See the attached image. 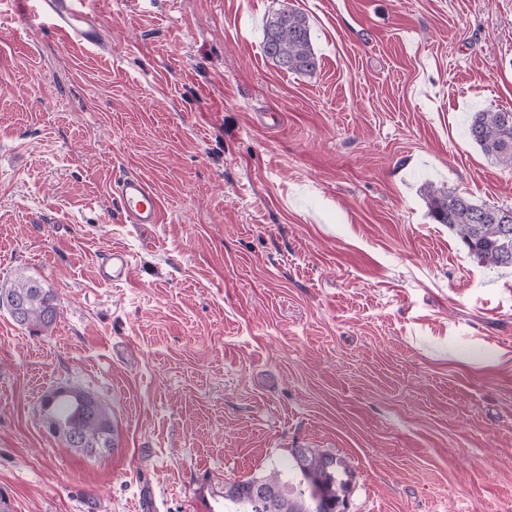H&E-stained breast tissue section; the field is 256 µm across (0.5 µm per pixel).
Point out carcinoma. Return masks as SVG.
<instances>
[{
  "label": "carcinoma",
  "instance_id": "cac0c4a2",
  "mask_svg": "<svg viewBox=\"0 0 512 512\" xmlns=\"http://www.w3.org/2000/svg\"><path fill=\"white\" fill-rule=\"evenodd\" d=\"M264 54L287 72L311 74L319 65L306 16L288 8L267 23ZM468 136L495 163L512 169V112H476ZM428 214L448 225L468 254L492 268H512V207L478 204L444 186L428 185L424 192ZM22 306L17 324L31 333L50 331L59 307L55 289L31 277L18 276L0 287V306L14 314ZM39 414L49 434L72 446L75 434L85 440L79 451L98 456L118 447L111 410L89 391L60 385L44 394ZM287 478H281L283 472ZM274 464L258 478L224 484L223 504L216 512H346L349 492L347 467L335 456L310 448L291 454L287 470ZM273 491L268 502L252 496L255 485Z\"/></svg>",
  "mask_w": 512,
  "mask_h": 512
}]
</instances>
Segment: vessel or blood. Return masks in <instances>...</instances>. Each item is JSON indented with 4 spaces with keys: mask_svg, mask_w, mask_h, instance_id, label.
<instances>
[{
    "mask_svg": "<svg viewBox=\"0 0 512 512\" xmlns=\"http://www.w3.org/2000/svg\"><path fill=\"white\" fill-rule=\"evenodd\" d=\"M90 0H39L33 19L50 18L62 36L99 46L102 31L91 15ZM113 194L124 223L147 226L163 221V205L159 195L144 179L125 175L115 179ZM132 265L131 254L123 248L109 249L98 265L103 282L125 281Z\"/></svg>",
    "mask_w": 512,
    "mask_h": 512,
    "instance_id": "b4317fda",
    "label": "vessel or blood"
}]
</instances>
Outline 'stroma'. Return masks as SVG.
<instances>
[{"label": "stroma", "mask_w": 512, "mask_h": 512, "mask_svg": "<svg viewBox=\"0 0 512 512\" xmlns=\"http://www.w3.org/2000/svg\"><path fill=\"white\" fill-rule=\"evenodd\" d=\"M303 13L314 73L263 30ZM104 47L0 0V492L13 512H209L292 449L349 466L347 512H512V269L428 216L427 184L512 207L468 138L512 111V0H99ZM159 194L122 223L112 181ZM133 256L126 281L102 255ZM107 404L88 458L39 418ZM113 194L125 224L147 226L163 222V205L159 195L144 179L124 175L114 180ZM132 265V255L124 248L109 249L98 265V273L105 283L125 281ZM15 302L22 306V317H14ZM0 306L12 319L31 333L49 332L57 322L59 307L55 289L31 277L18 276L9 285L0 287ZM39 414L49 434L85 456L104 455L118 447L110 408L89 391L56 386L44 394ZM74 434L85 440L84 446L72 445ZM81 441L72 437L75 445Z\"/></svg>", "instance_id": "35a3bbf8"}]
</instances>
